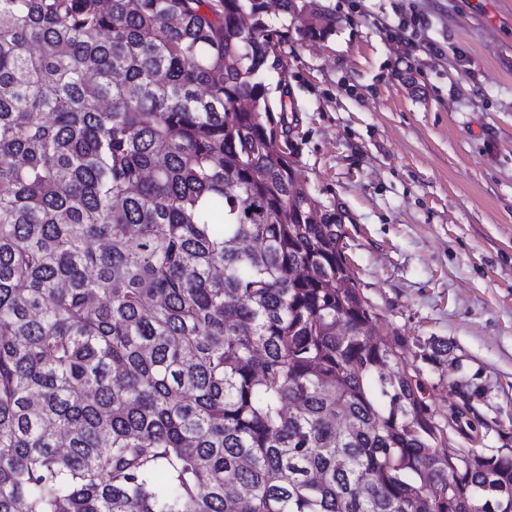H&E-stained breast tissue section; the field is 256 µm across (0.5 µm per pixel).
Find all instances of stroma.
I'll list each match as a JSON object with an SVG mask.
<instances>
[{
    "mask_svg": "<svg viewBox=\"0 0 512 512\" xmlns=\"http://www.w3.org/2000/svg\"><path fill=\"white\" fill-rule=\"evenodd\" d=\"M317 2L331 34L267 75L298 176L425 401L483 420L449 445L512 448V0Z\"/></svg>",
    "mask_w": 512,
    "mask_h": 512,
    "instance_id": "obj_1",
    "label": "stroma"
}]
</instances>
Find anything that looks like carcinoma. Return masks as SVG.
<instances>
[{
  "mask_svg": "<svg viewBox=\"0 0 512 512\" xmlns=\"http://www.w3.org/2000/svg\"><path fill=\"white\" fill-rule=\"evenodd\" d=\"M276 4L0 0V512H512L280 147L336 20Z\"/></svg>",
  "mask_w": 512,
  "mask_h": 512,
  "instance_id": "1",
  "label": "carcinoma"
}]
</instances>
